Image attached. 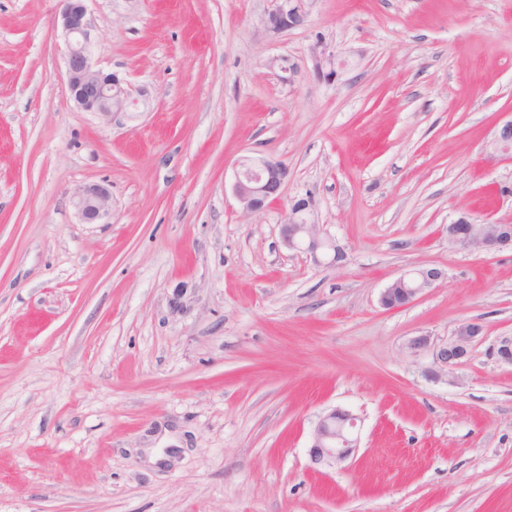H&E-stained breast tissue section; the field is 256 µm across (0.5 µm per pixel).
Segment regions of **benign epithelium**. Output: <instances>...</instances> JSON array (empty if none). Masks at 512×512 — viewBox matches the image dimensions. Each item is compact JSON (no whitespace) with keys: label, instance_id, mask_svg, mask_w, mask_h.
<instances>
[{"label":"benign epithelium","instance_id":"benign-epithelium-1","mask_svg":"<svg viewBox=\"0 0 512 512\" xmlns=\"http://www.w3.org/2000/svg\"><path fill=\"white\" fill-rule=\"evenodd\" d=\"M88 0H59L61 25L67 41L65 57L67 88L74 103L109 121L118 113L135 105V92L113 73H105L93 58ZM307 22L300 0H274L273 7L262 18L265 29L279 35ZM314 74L330 81L336 74V59L324 45L312 49ZM493 144L498 152L512 157V119L497 127ZM234 193L247 213H256L279 199L286 168L261 156H245L238 163ZM73 205L84 224H99L111 212V196L103 185L78 186L72 193ZM283 244L289 249H302L317 264L329 257L328 267H338L346 259L336 240L323 234L314 221L310 199L293 201L285 224L281 225ZM448 243L468 252H491L512 247V226L498 222L474 224L462 216L448 225ZM446 278L443 269L425 266L405 271L386 287L381 295L383 306L399 298L401 306L412 304L418 297ZM483 327L477 322L460 324L448 340L435 352L441 370H448L466 358L474 343L481 340ZM358 417L348 410L334 408L319 417L312 432L309 448L310 467L316 471L330 469L353 457L356 451Z\"/></svg>","mask_w":512,"mask_h":512}]
</instances>
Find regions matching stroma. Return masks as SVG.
<instances>
[{"label": "stroma", "mask_w": 512, "mask_h": 512, "mask_svg": "<svg viewBox=\"0 0 512 512\" xmlns=\"http://www.w3.org/2000/svg\"><path fill=\"white\" fill-rule=\"evenodd\" d=\"M94 60L150 103L104 121L66 87L57 0H0V512H512V0H88ZM336 56L333 80L311 48ZM298 68L283 84L267 65ZM287 168L244 214L237 162ZM101 184L104 224L71 194ZM311 197L342 267L280 239ZM445 270L388 309L403 270ZM483 337L447 374L459 323ZM359 447L310 469L317 419ZM273 7L262 18L265 29L279 35L293 28L301 27L307 22V14L302 9L300 0H275ZM448 243L468 252H491L512 247V226L498 222L473 224L462 216L449 224Z\"/></svg>", "instance_id": "stroma-1"}]
</instances>
